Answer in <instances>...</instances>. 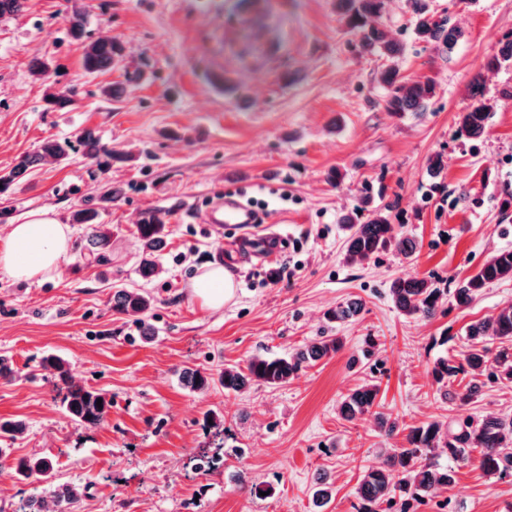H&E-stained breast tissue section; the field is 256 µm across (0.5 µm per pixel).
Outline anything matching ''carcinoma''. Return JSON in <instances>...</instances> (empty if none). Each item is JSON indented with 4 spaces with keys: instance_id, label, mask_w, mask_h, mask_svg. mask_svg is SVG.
Returning <instances> with one entry per match:
<instances>
[{
    "instance_id": "carcinoma-1",
    "label": "carcinoma",
    "mask_w": 512,
    "mask_h": 512,
    "mask_svg": "<svg viewBox=\"0 0 512 512\" xmlns=\"http://www.w3.org/2000/svg\"><path fill=\"white\" fill-rule=\"evenodd\" d=\"M386 0H336V10L347 32L360 35L361 51L367 55L385 56L391 65L379 74V81L388 91L385 100L389 112H424L435 93L430 80L406 82L402 80L397 60L404 47L390 40L385 33L367 26L368 20L382 15ZM413 31L416 39L431 44L438 52L450 51L462 38L463 31L441 17L430 6V0H408ZM121 56L119 43L112 39H100L87 45L83 67L90 74L114 67ZM512 61V32L504 35L499 46L487 58L485 68L495 70ZM493 106L485 97L483 84L475 81L470 93V104L458 113V132L470 139H479L488 133ZM88 157L98 155V138L90 131L78 138ZM71 145L67 141L49 140L40 151L19 157L11 170L0 176V193L12 183L23 178L29 170L46 159L63 162L68 158ZM370 196L361 197V211L371 213L365 222L355 213L342 219L345 231V261L364 263L389 247L406 259L416 253V242L406 235L396 236L391 224V207L372 206ZM97 213L90 209H78L72 214L75 224L86 225L85 252L83 256L97 262L105 260V250L110 236L96 222ZM136 232L143 243L145 257L140 274L150 278L157 272L155 256L165 245L168 228L163 219L153 212L145 214L136 225ZM512 277V249H503L491 255L478 272L455 288H437L431 282L418 277H398L391 281L388 293L394 306L406 316L432 317L439 305L453 298L458 307H467L489 284ZM152 307L148 295L136 291L120 290L112 297V310L119 314L146 316ZM364 304L359 299H349L329 312V319L344 323L357 318ZM466 343L453 359H438L431 370L435 381L441 385L443 396L462 405L477 397L487 376L502 384H512V305L501 308L490 318L477 321L466 329ZM342 341L337 336H319L295 349L286 357H253L245 367L224 369L220 383L224 391L238 394L252 384L270 387L280 386L294 378L302 369L338 353ZM41 367L58 375L65 385L61 402L65 411L82 425H101L112 406V400L100 390L87 389L69 381L63 361L53 355L42 358ZM472 376L463 392L451 391L448 383L460 373ZM182 381L193 390H204L213 377L198 369H187ZM380 387L369 381L348 394L339 404L340 417L348 422L373 414L382 432L391 436L398 432V420L378 411ZM102 403H97V400ZM442 448L448 453V464L443 466L433 460V452ZM478 451V464L486 476L501 479L512 471V416H494L476 423L466 418L453 424L440 421L422 423L407 428L404 444L385 449L381 465L367 469L355 488L358 500L357 512H406L410 502H422L425 498L444 490L454 481L453 464L470 460L472 451ZM19 475L26 479L36 477L44 481L53 476L55 461L49 456H29L15 462ZM47 491L58 512H67L78 501L79 490L69 484H50Z\"/></svg>"
}]
</instances>
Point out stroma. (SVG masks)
<instances>
[{"instance_id": "stroma-1", "label": "stroma", "mask_w": 512, "mask_h": 512, "mask_svg": "<svg viewBox=\"0 0 512 512\" xmlns=\"http://www.w3.org/2000/svg\"><path fill=\"white\" fill-rule=\"evenodd\" d=\"M432 7L464 32L445 55L415 41L407 0H387L374 21L405 46L402 77L436 83L426 111L402 114L385 108L384 58L361 53L336 0H26L0 19V174L44 141L86 130L111 154L103 168L72 152L0 194V239L43 208L63 224L74 210H95L111 236L103 264L80 259L85 227L71 224L57 275L31 283L0 272V355L13 368L0 378V419L25 425L0 458V512L42 496V482L13 468L32 455L53 457L59 482L79 486L73 512H314L323 478L336 490L324 512H356L361 475L403 437L385 436L369 414L342 420L338 405L350 390L377 381L382 412L403 427L512 415L510 386L487 383L461 406L445 401L429 374L436 359L457 353L468 324L512 304V278L489 284L470 307L448 303L430 318L402 315L388 296L396 277L453 288L512 248V100L497 97L512 84V66L484 68L493 43L512 32V0ZM76 11L87 17L78 39L69 32ZM111 37L121 62L87 75L85 46ZM39 60L47 76L34 74ZM136 70L143 80L121 98L101 95ZM224 72L238 83L234 95L208 81ZM477 78L497 104L488 135L470 141L458 135L456 115ZM438 155L445 168L434 180L428 167ZM367 185L376 206H391L396 232L415 239L416 260L390 249L345 262L341 218ZM234 192L260 208V232L279 231L288 246L234 263L235 296L213 311L191 285L234 232L199 223L184 202ZM148 211L169 235L158 275L145 279L136 226ZM121 289L153 298L148 317L113 311ZM355 297L365 303L359 319L326 321ZM318 336L342 337L344 347L288 384L228 394L217 383L203 391L181 383L184 368L215 374ZM369 336L377 354L350 365ZM49 353L73 383L111 397L103 424L88 428L64 412L56 379L39 366ZM203 457L210 471L198 470ZM455 470L448 490L410 512H512V477L488 480L474 459ZM255 483L272 495H252Z\"/></svg>"}]
</instances>
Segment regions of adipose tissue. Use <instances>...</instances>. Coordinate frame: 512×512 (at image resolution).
<instances>
[{"mask_svg":"<svg viewBox=\"0 0 512 512\" xmlns=\"http://www.w3.org/2000/svg\"><path fill=\"white\" fill-rule=\"evenodd\" d=\"M70 247L71 229L59 223L53 210L32 212L23 223L10 225L0 240V272L20 281H41L58 273ZM234 292L231 277L220 267L205 271L192 284L193 296L212 310L222 309Z\"/></svg>","mask_w":512,"mask_h":512,"instance_id":"adipose-tissue-1","label":"adipose tissue"}]
</instances>
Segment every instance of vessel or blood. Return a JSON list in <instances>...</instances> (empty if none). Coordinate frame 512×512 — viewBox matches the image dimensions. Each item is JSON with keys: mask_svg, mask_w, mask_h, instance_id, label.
<instances>
[{"mask_svg": "<svg viewBox=\"0 0 512 512\" xmlns=\"http://www.w3.org/2000/svg\"><path fill=\"white\" fill-rule=\"evenodd\" d=\"M204 221L218 231L227 227L240 229L235 249L237 254L245 258L261 260L280 249V237L252 233V225L261 221L260 215L250 204L235 197L227 196L212 201L206 209Z\"/></svg>", "mask_w": 512, "mask_h": 512, "instance_id": "b4317fda", "label": "vessel or blood"}]
</instances>
